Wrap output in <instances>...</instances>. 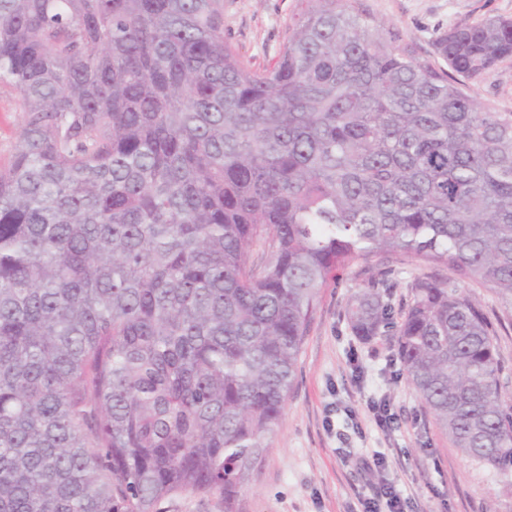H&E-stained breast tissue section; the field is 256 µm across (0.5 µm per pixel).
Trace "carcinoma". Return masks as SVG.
<instances>
[{
    "instance_id": "carcinoma-1",
    "label": "carcinoma",
    "mask_w": 512,
    "mask_h": 512,
    "mask_svg": "<svg viewBox=\"0 0 512 512\" xmlns=\"http://www.w3.org/2000/svg\"><path fill=\"white\" fill-rule=\"evenodd\" d=\"M355 0H298L277 60L224 40V0H0V512H236L293 389L321 288L406 254L512 312V112L466 82L512 18L421 57ZM397 356L439 427L512 473L497 328L417 276ZM356 335L392 324L369 282ZM19 95L10 86H0V167H6L16 152L23 114ZM159 512H224V498L210 494H181L156 506Z\"/></svg>"
}]
</instances>
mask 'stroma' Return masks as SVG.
Returning a JSON list of instances; mask_svg holds the SVG:
<instances>
[{"label": "stroma", "mask_w": 512, "mask_h": 512, "mask_svg": "<svg viewBox=\"0 0 512 512\" xmlns=\"http://www.w3.org/2000/svg\"><path fill=\"white\" fill-rule=\"evenodd\" d=\"M377 21L396 29L424 57L438 34L489 16L512 18V0H358ZM297 0H224V37L254 67L278 57L282 32ZM482 104L512 112V58L469 83ZM19 95L0 86V167L16 152L23 114ZM422 261L373 256L322 288L298 361L296 382L257 472L239 495L240 512H359V500L381 481L395 485L403 512H512V474L467 457L434 421L407 381L390 329L364 339L345 318L349 297L376 280L389 288L393 318L408 299L407 283ZM489 317H501L497 350L502 382L512 396V319L491 291L459 283ZM397 419L387 430L377 407ZM384 459L372 463L374 455Z\"/></svg>", "instance_id": "1"}]
</instances>
